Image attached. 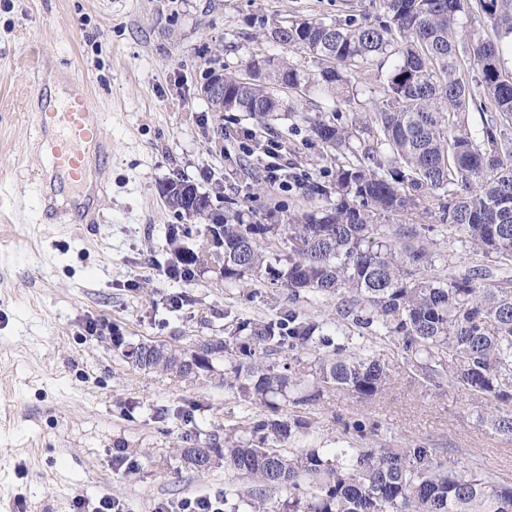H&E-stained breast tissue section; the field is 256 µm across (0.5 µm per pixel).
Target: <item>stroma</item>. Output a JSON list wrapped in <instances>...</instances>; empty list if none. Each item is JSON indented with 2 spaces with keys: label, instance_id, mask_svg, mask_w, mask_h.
I'll list each match as a JSON object with an SVG mask.
<instances>
[{
  "label": "stroma",
  "instance_id": "stroma-1",
  "mask_svg": "<svg viewBox=\"0 0 512 512\" xmlns=\"http://www.w3.org/2000/svg\"><path fill=\"white\" fill-rule=\"evenodd\" d=\"M380 12L379 0H0V512H70L78 493L111 494L126 512L206 495L230 512L251 481L220 466L193 472L179 451L244 435L260 407L224 384L223 361L185 381L133 366L112 336L189 349L226 335L236 319H273L285 308L327 322L393 375L372 401L328 390L304 405L282 402L279 418L311 423L289 447L352 444L343 423L358 419L378 424L390 444L425 442L459 468L512 478V440L481 420L494 401L423 385L398 341L338 317L336 299L295 303L263 278L242 286L212 271L190 280L170 272L166 231L176 218L160 183L178 173L198 182L212 171L251 223L306 209L298 190L268 178L266 145L279 142L284 175L332 181L334 162L307 120L353 123L370 109L366 89L379 74L374 63L354 69L356 104L339 113L319 92H293L308 117L263 123L213 111L199 93L205 72L245 77L247 57L279 53L263 36L273 25ZM43 63L78 76L106 117L111 153L94 224H49L38 212L34 175L49 164L32 117ZM222 128L230 137L219 138Z\"/></svg>",
  "mask_w": 512,
  "mask_h": 512
}]
</instances>
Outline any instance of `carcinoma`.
<instances>
[{
	"label": "carcinoma",
	"mask_w": 512,
	"mask_h": 512,
	"mask_svg": "<svg viewBox=\"0 0 512 512\" xmlns=\"http://www.w3.org/2000/svg\"><path fill=\"white\" fill-rule=\"evenodd\" d=\"M375 22L327 23L304 18L274 26L268 38L308 54V73L284 56L252 55L250 81L224 78V111L263 122L297 107L285 91L315 87L335 106L350 104L349 70L391 55L383 81L368 89L371 109L350 127L304 117L313 137L343 161L332 183H313L314 205L281 224H247L235 202L220 208L213 193L183 177L161 183L174 215L207 221L196 249L179 245L190 233L168 225L175 247L172 272L185 279L210 265L224 283L265 276L270 284L340 299L338 311L375 335L402 344L406 365L424 383L446 382L477 398L512 402V76L501 65L512 37V0H380ZM478 9L491 33L467 34L463 17ZM477 70L469 80V69ZM475 107L473 131L462 115ZM432 198L441 231L468 248L464 266L436 264L420 224H376L374 215L412 212ZM279 241L288 253L269 245ZM187 357L163 342H140L125 354L137 367L183 380L213 371L224 360L254 404L277 411L337 389L362 401L383 393L391 372L379 359L355 353L325 332L323 322L292 310L271 320L239 319L228 336L199 341ZM317 354L312 392L273 361L279 354ZM512 440V407L482 417ZM308 422L261 417L250 438H224L183 448L197 473L219 465L253 482L241 500L248 512H268L271 495L287 492L281 512H512V485L481 468L458 470L438 449L375 440L378 425L346 427L364 441L328 456L321 448H272Z\"/></svg>",
	"instance_id": "carcinoma-1"
}]
</instances>
